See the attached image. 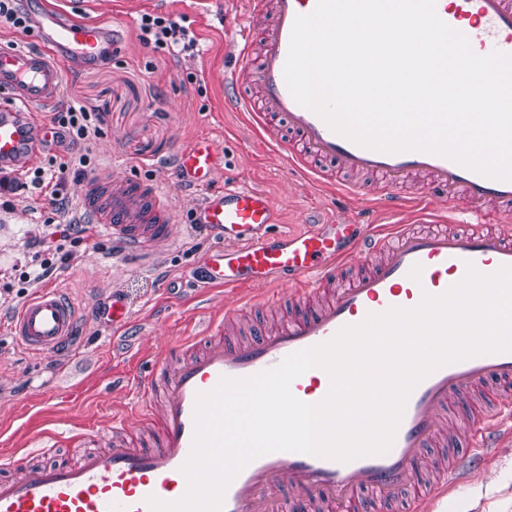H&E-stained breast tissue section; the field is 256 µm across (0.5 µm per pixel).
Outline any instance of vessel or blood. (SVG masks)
I'll use <instances>...</instances> for the list:
<instances>
[{
  "instance_id": "b4317fda",
  "label": "vessel or blood",
  "mask_w": 512,
  "mask_h": 512,
  "mask_svg": "<svg viewBox=\"0 0 512 512\" xmlns=\"http://www.w3.org/2000/svg\"><path fill=\"white\" fill-rule=\"evenodd\" d=\"M257 35H243L225 66L224 109L239 112L270 144L283 146L276 126L284 121L297 145L288 149L289 168L328 196L349 198L360 185L337 186L330 165L381 178L370 210L354 221L329 218L303 231L273 232L279 213L270 194L247 186L211 189L219 151L205 137L180 148L173 161L176 178L209 193L196 219L219 244L203 260L196 277L204 289H253L272 301L278 283L295 287L300 317L274 330L254 329L247 341L237 339L233 312H225L208 329L201 344L185 347L171 364L169 355L149 361L138 387L157 414L158 445L135 447L122 437L111 446L85 453L72 464L39 462L18 475L0 478V512H149L148 496L172 502L187 490L181 467L194 434L197 393L213 390L221 378H242L273 368L289 354L331 340L344 326L367 314L392 307L417 306L423 294L439 295L458 283L467 266L483 274L512 266V181L482 176L452 160L420 151L385 153L359 146L332 131L313 111L296 103L284 80L290 36L297 16L314 11L317 0H245ZM438 16L466 35L477 54L499 50L512 54V0H436ZM37 46L0 44V91L10 105L0 108V168L27 165L53 138L36 110L56 103L64 73L60 60L97 66L115 53L118 36L104 23L78 24L53 10L40 13ZM423 177L446 188L441 211H431L424 196L408 191L406 182ZM81 208L113 244L136 253L169 241L175 219L157 186L135 177L86 184ZM412 215L415 225L394 223ZM388 223H380V216ZM387 252L385 262L353 280L329 301L312 296L334 280L336 272L364 255ZM113 332L127 329L130 309L113 293L102 314ZM80 308L58 288L39 289L10 320V333L22 348L35 353H65L75 340ZM488 381L512 386V352L486 354L442 367L411 393L392 448L383 455L348 463L313 455L276 451L251 461L226 490L223 512H275L264 490L272 475L320 501H335L354 512L359 489L389 496L416 488L412 512H433L448 494L449 480L421 489L415 466L439 431L438 410ZM330 389L320 368L296 378L291 390L314 404ZM466 455L451 468V480L471 475L481 449L512 435V404L500 403L470 424Z\"/></svg>"
}]
</instances>
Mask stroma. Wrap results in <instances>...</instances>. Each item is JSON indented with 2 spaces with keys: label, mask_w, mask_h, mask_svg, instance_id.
<instances>
[{
  "label": "stroma",
  "mask_w": 512,
  "mask_h": 512,
  "mask_svg": "<svg viewBox=\"0 0 512 512\" xmlns=\"http://www.w3.org/2000/svg\"><path fill=\"white\" fill-rule=\"evenodd\" d=\"M176 20L195 40L179 54L140 40L143 14ZM86 23L114 24L120 50L97 67L85 69L62 60L65 73L60 102L37 113L52 122L73 104L104 112V123L90 149L59 142L27 167L19 182L0 185V463L32 453V429L56 433L49 461H69L79 448L69 442L71 430L84 428L99 446L112 439V427L124 424L139 434L145 400L136 392L117 389L113 378L136 380L143 361L154 353L178 354L206 327L223 319L228 308H241L245 325L274 327L292 311L293 290L281 285L275 304L244 303L242 291L217 288L197 297L193 273L215 244L213 235L193 218L206 197L202 188L182 187L171 163L176 151L197 136L211 137L224 153L215 185L256 186L267 190L282 214V229H297L336 215L348 222L367 198L333 206L314 186L291 171L284 150L269 146L245 118L224 109V63L232 37L246 30L240 0H88L80 16ZM88 153L90 172L80 180L55 174L72 156ZM135 176L158 184L175 217L172 240L142 258L122 255L100 229L76 248L77 257L57 264L47 285L70 293L82 308V343L66 357L34 354L19 348L9 331L13 310L33 295L26 275L38 267L35 238L45 225L57 223L50 191L73 213H80L85 182L99 177ZM121 292L131 311L125 332L116 334L100 321L101 308L112 292ZM72 400H61L65 390ZM512 403V390L486 383L471 396L439 412L442 435L427 449L421 463L426 483L438 480L435 462H451L466 436L469 421L479 417L489 400ZM512 472V441L486 449L476 473L451 491V498L469 495L492 471Z\"/></svg>",
  "instance_id": "stroma-1"
}]
</instances>
